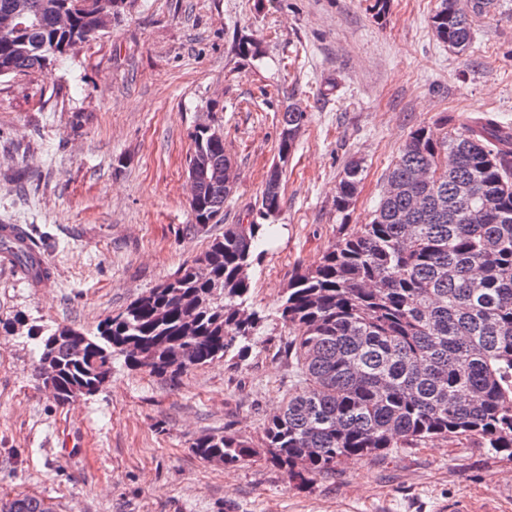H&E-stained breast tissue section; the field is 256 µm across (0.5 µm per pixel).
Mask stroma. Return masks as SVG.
Segmentation results:
<instances>
[{"label":"stroma","instance_id":"obj_1","mask_svg":"<svg viewBox=\"0 0 512 512\" xmlns=\"http://www.w3.org/2000/svg\"><path fill=\"white\" fill-rule=\"evenodd\" d=\"M128 0L121 22L51 72L0 82V224L32 229L51 268L31 287L0 267V319L93 329L250 220L278 154L281 114H308L284 205L251 270L269 319L244 358L171 382L116 361L105 390L57 405L34 375L35 343L0 334V496L56 512H512V461L433 440L353 456L298 483L265 455L200 459L202 435L261 444L294 367L274 316L298 269L338 235L336 187L364 167L348 218L368 223L410 132L492 111L512 123V0L456 54L431 26L438 0ZM256 58L238 56L240 37ZM202 124L224 131L236 184L224 221L191 231L186 159Z\"/></svg>","mask_w":512,"mask_h":512}]
</instances>
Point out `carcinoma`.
Wrapping results in <instances>:
<instances>
[{"instance_id": "carcinoma-1", "label": "carcinoma", "mask_w": 512, "mask_h": 512, "mask_svg": "<svg viewBox=\"0 0 512 512\" xmlns=\"http://www.w3.org/2000/svg\"><path fill=\"white\" fill-rule=\"evenodd\" d=\"M100 0H0V14L28 10L33 22L0 35V79L47 69L58 54L102 32ZM68 6L77 34L57 27ZM498 0H439L436 38L456 53L470 49L473 23ZM307 112L282 114L278 151L293 150ZM438 135L413 130L388 167L372 220L339 236L314 265L295 273L277 309L287 330L296 380L265 426L263 448L286 477L336 468L351 455L381 457L430 439L476 442L512 460V126L474 117ZM190 200L199 233L224 220L228 170L224 133L192 134ZM363 168L352 162L339 181L336 213L354 204ZM282 168L271 166L256 219L226 224L224 235L123 311L85 332L31 325L38 359L56 368L59 405L94 396L113 363L180 374L237 352L242 357L268 316L250 303L249 270L282 208ZM207 462L237 465L258 453L241 435L207 434L192 443ZM6 512H54L47 500L2 499Z\"/></svg>"}]
</instances>
